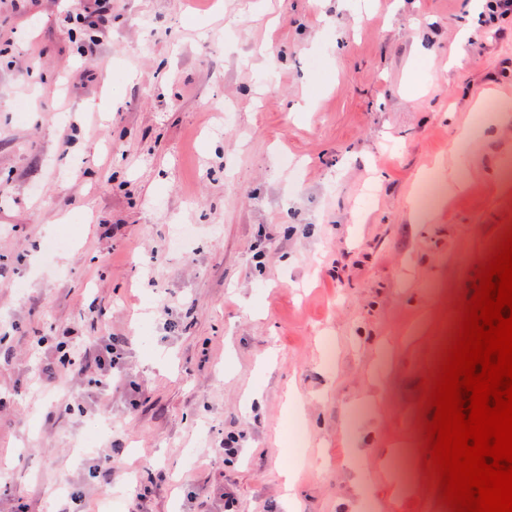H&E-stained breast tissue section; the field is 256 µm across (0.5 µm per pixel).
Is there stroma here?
<instances>
[{
  "label": "stroma",
  "mask_w": 512,
  "mask_h": 512,
  "mask_svg": "<svg viewBox=\"0 0 512 512\" xmlns=\"http://www.w3.org/2000/svg\"><path fill=\"white\" fill-rule=\"evenodd\" d=\"M89 4L0 0L1 512H448L419 381L512 229V9ZM107 334L126 385L41 381Z\"/></svg>",
  "instance_id": "35a3bbf8"
}]
</instances>
